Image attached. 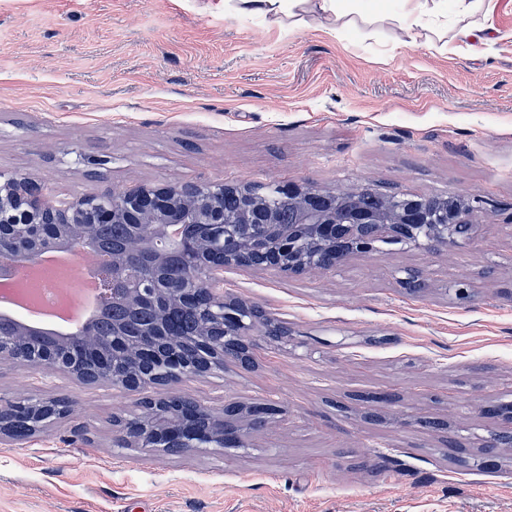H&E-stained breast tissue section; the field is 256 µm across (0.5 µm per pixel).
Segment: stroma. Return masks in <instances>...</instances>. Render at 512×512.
<instances>
[{"label": "stroma", "instance_id": "1", "mask_svg": "<svg viewBox=\"0 0 512 512\" xmlns=\"http://www.w3.org/2000/svg\"><path fill=\"white\" fill-rule=\"evenodd\" d=\"M490 21L465 45L391 19L336 34L306 11L247 18L234 0H0V171L62 197L367 182L481 200L450 255L386 245L323 276L225 269L226 294L289 336L182 389L278 401L248 447H114L112 417L137 395L0 362V400H74L48 433L0 439V512H512V450L495 470L447 452L488 437L478 402L512 400V0ZM384 391L403 418L370 402Z\"/></svg>", "mask_w": 512, "mask_h": 512}]
</instances>
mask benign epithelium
<instances>
[{"label": "benign epithelium", "instance_id": "7a95c632", "mask_svg": "<svg viewBox=\"0 0 512 512\" xmlns=\"http://www.w3.org/2000/svg\"><path fill=\"white\" fill-rule=\"evenodd\" d=\"M239 197V207L224 210V191ZM373 187L323 190L311 184L277 185V204L250 184L138 185L118 193L59 198L52 186L0 172V270L20 261L35 262L57 248L71 252L75 263L90 262L100 248V230L119 225L139 240V248H112L107 280L110 303L131 311L153 310L148 326L125 321L112 334L89 329L69 339L68 348L53 337L31 350L27 340L36 332L0 318V362L44 367L85 383L100 382L113 391L156 389L138 412L114 416V445L150 453L181 448L186 454L249 447L251 431L281 413L272 399L238 405L235 414L201 402L189 394L187 411L178 414L166 395L182 383L222 372L228 365H246L242 356L224 352L213 337L225 335L243 343L251 356L256 319L251 304L224 294V269L248 267L249 256L264 254L260 267L278 273H327L354 255L367 256L382 244L425 247L453 253L473 227L474 199L456 195L448 208L446 196L391 195L375 212L356 205ZM292 208L295 220L281 222L277 205ZM184 227L182 242L173 250L157 248L162 230ZM198 321V331L182 342L180 324ZM69 407L43 398H26L0 406V437L21 440L42 433ZM481 418L512 422V402L480 406Z\"/></svg>", "mask_w": 512, "mask_h": 512}]
</instances>
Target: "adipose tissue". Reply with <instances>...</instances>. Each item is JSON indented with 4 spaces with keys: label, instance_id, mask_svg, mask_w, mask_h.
<instances>
[{
    "label": "adipose tissue",
    "instance_id": "adipose-tissue-1",
    "mask_svg": "<svg viewBox=\"0 0 512 512\" xmlns=\"http://www.w3.org/2000/svg\"><path fill=\"white\" fill-rule=\"evenodd\" d=\"M242 14L294 16L296 11H313L343 22L348 15L346 0H238ZM477 0H359V14L369 20L391 14L408 30H423L438 23L455 21L459 37L470 38L474 27L469 18L477 10Z\"/></svg>",
    "mask_w": 512,
    "mask_h": 512
}]
</instances>
